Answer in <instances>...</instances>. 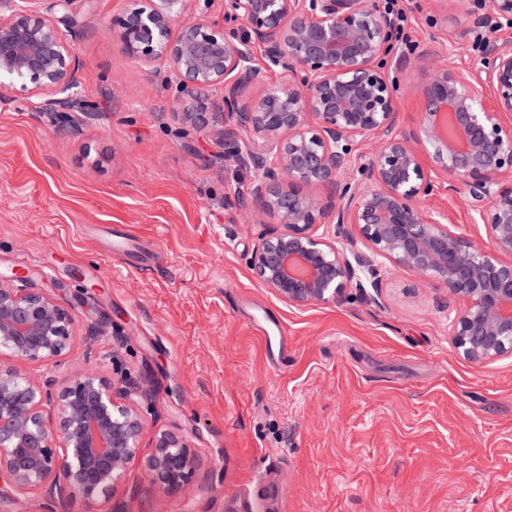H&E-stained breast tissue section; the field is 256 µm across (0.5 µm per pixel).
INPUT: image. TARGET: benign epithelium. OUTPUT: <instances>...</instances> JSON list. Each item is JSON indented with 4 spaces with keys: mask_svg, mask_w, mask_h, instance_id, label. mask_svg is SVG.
Listing matches in <instances>:
<instances>
[{
    "mask_svg": "<svg viewBox=\"0 0 512 512\" xmlns=\"http://www.w3.org/2000/svg\"><path fill=\"white\" fill-rule=\"evenodd\" d=\"M49 6H44V2ZM196 0H128L108 31L136 63L164 62L180 116L212 131L237 165L255 172L248 213L274 220L253 250L256 281L297 308L334 303L349 288L381 287L405 268L463 304L454 344L483 365L512 355V39L485 45L472 67L436 68L421 88L414 127L397 126L393 18L378 0H222V23ZM70 0H0V93L37 96L39 112L96 114L79 101ZM62 13L52 16V10ZM473 26L512 29V0L467 11ZM278 70L280 79L269 82ZM247 84L265 85L254 102ZM219 89L221 100L208 102ZM492 92L494 108L485 107ZM373 139L368 154L353 144ZM431 164L426 166L421 154ZM326 191L315 195L307 188ZM460 195L487 230L480 244L448 229L421 201ZM72 313L28 276H0V351L58 365L73 342ZM144 422L128 387L92 371L57 388L0 364V500L36 495L40 512L112 496L142 462L153 484L177 491L197 459L163 431L141 457Z\"/></svg>",
    "mask_w": 512,
    "mask_h": 512,
    "instance_id": "benign-epithelium-1",
    "label": "benign epithelium"
}]
</instances>
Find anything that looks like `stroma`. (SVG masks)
Masks as SVG:
<instances>
[{
	"instance_id": "stroma-1",
	"label": "stroma",
	"mask_w": 512,
	"mask_h": 512,
	"mask_svg": "<svg viewBox=\"0 0 512 512\" xmlns=\"http://www.w3.org/2000/svg\"><path fill=\"white\" fill-rule=\"evenodd\" d=\"M127 0H71L82 99L76 126L0 97V274L23 272L75 316L60 366H22L65 385L125 376L145 422L186 437L191 481L168 493L140 463L97 512H512V355H459L444 289L393 268L380 287L296 308L248 261L263 225L242 206L254 173L184 135L166 67H142L105 29ZM417 45L397 73L399 120L435 64L477 60L460 0H415ZM119 98H110V90ZM453 232L487 239L463 200L438 192ZM106 323L117 334L89 341Z\"/></svg>"
}]
</instances>
